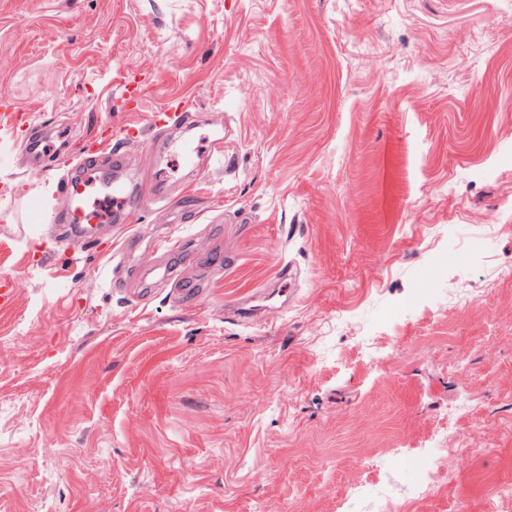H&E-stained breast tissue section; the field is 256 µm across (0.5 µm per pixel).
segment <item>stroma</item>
Segmentation results:
<instances>
[{"label": "stroma", "mask_w": 512, "mask_h": 512, "mask_svg": "<svg viewBox=\"0 0 512 512\" xmlns=\"http://www.w3.org/2000/svg\"><path fill=\"white\" fill-rule=\"evenodd\" d=\"M0 92V512H512V0H0ZM105 124L111 259L25 221ZM436 449L439 454H444L445 452H448V448ZM443 454L440 457L435 458L426 464L427 473L424 481L425 484L423 485L421 491L422 495L428 494L431 490L441 486L447 481L448 473L446 472L445 469L442 468L440 464Z\"/></svg>", "instance_id": "stroma-1"}]
</instances>
